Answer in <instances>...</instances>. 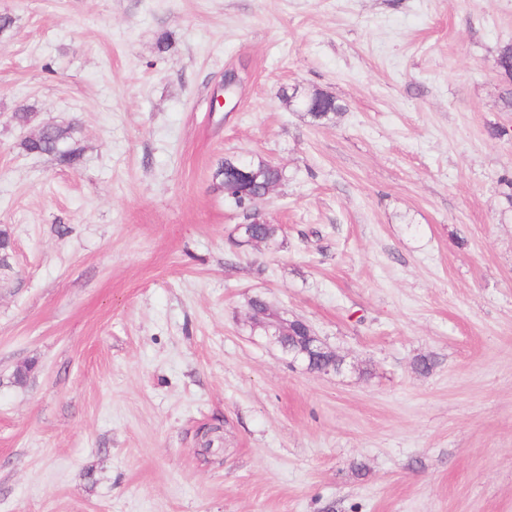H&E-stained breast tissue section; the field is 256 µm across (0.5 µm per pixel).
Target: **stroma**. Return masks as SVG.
<instances>
[{"label":"stroma","mask_w":512,"mask_h":512,"mask_svg":"<svg viewBox=\"0 0 512 512\" xmlns=\"http://www.w3.org/2000/svg\"><path fill=\"white\" fill-rule=\"evenodd\" d=\"M0 15V512H512V0ZM45 124L76 164L22 149ZM232 155L285 174L275 247L229 242ZM257 294L343 371L251 335ZM313 96H299V97H306L311 99L316 108H320L319 111H309L306 112L309 114L315 121H319L321 124H323V121H331L334 116L339 114V111L341 110V106L336 103V100L327 94L321 93V92H313L311 93ZM328 109L334 110L335 112H326Z\"/></svg>","instance_id":"1"}]
</instances>
